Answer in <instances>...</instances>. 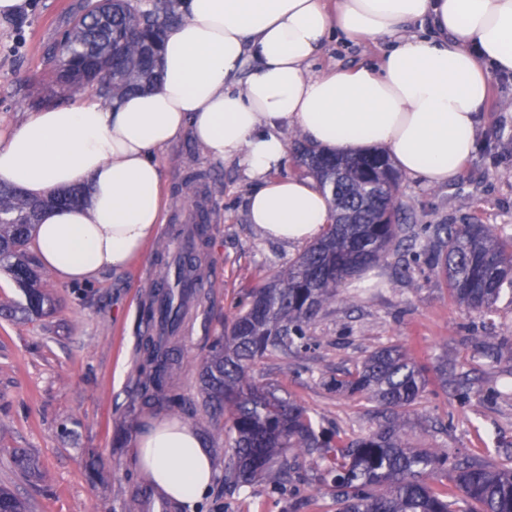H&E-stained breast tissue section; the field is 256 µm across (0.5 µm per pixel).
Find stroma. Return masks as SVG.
<instances>
[{
	"instance_id": "obj_1",
	"label": "stroma",
	"mask_w": 512,
	"mask_h": 512,
	"mask_svg": "<svg viewBox=\"0 0 512 512\" xmlns=\"http://www.w3.org/2000/svg\"><path fill=\"white\" fill-rule=\"evenodd\" d=\"M83 0H30L28 13L0 18V136L35 101L47 96L56 49ZM386 49L379 41L331 42L315 70L374 62ZM164 170L160 224L142 254L120 270L102 272L90 285L69 284L52 274L42 286L55 310L32 319L0 318V486L13 490L29 512H124L143 494L147 473L130 465L132 447L114 448L117 431L136 439L160 417L177 416L209 448L223 470V416L193 415L199 400L196 365L239 302L269 269H286L302 245L266 240L247 218L252 184L237 164L209 161L188 139L161 154ZM399 199L413 224L476 222L512 233V80L496 77L486 102L483 145L453 182L429 186L402 177ZM210 213L207 283L191 301L177 342L183 367L174 389L185 402L133 407L145 335L144 289L162 266V244H175V228L192 223L194 206ZM370 287L346 283L307 328V346L289 360L269 357L253 369L256 381L301 402L316 423L342 441L367 436L378 420L375 403L353 400L323 386L324 378L353 369L389 345L413 349L427 370L428 385L407 418L403 439L418 448L497 456L512 450V366L491 355L512 343V297L481 315L454 303L448 286L424 264L390 259L368 271ZM449 362L468 374L466 391L443 388L438 368ZM26 449L38 470L13 461ZM311 458H299L292 490L271 492L265 483L231 492L216 481L198 512H334L316 487Z\"/></svg>"
}]
</instances>
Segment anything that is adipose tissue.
I'll return each instance as SVG.
<instances>
[{
	"mask_svg": "<svg viewBox=\"0 0 512 512\" xmlns=\"http://www.w3.org/2000/svg\"><path fill=\"white\" fill-rule=\"evenodd\" d=\"M158 88L118 101L47 106L0 138V181L41 199L80 186L81 203L42 212L44 269L88 282L124 267L159 227L160 153L182 139L252 181L248 217L265 238L303 243L331 220L313 179L283 177L285 132L336 154L385 152L429 185L479 149L494 76H512V0H175ZM387 38L375 64L313 71L336 37ZM137 468L195 512L215 467L188 425L137 437Z\"/></svg>",
	"mask_w": 512,
	"mask_h": 512,
	"instance_id": "ef3b65f1",
	"label": "adipose tissue"
}]
</instances>
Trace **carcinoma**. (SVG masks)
I'll return each instance as SVG.
<instances>
[{
	"mask_svg": "<svg viewBox=\"0 0 512 512\" xmlns=\"http://www.w3.org/2000/svg\"><path fill=\"white\" fill-rule=\"evenodd\" d=\"M177 20L170 0L142 8L134 0H86L66 32L71 54L90 64L58 67L52 96L65 97L96 84L119 98L159 82L158 63L166 30ZM297 166L330 196L334 213L347 223L329 224L283 274L264 278L224 334L216 337L200 367V412L224 415V483L241 489L262 481L277 492L288 471L305 455L316 458L319 480L336 512H512V465L494 459L448 457L446 448H411L402 440L407 413L427 385L426 369L412 350L386 346L354 370L324 382L331 391L376 403L382 421L368 436L343 445L316 429L308 409L258 384L252 369L267 356L288 358L305 346L306 329L345 282L390 257L425 260L448 284L454 300L479 314L493 312L512 292V235H496L487 224H424L419 231L400 223L399 172L385 181L376 156L336 157L302 141ZM32 199L0 181V270L23 290L28 316H43L53 300L41 290L31 255L41 212ZM201 250L187 257L183 278H204ZM180 369L169 341L148 336L143 343L137 399L140 408L159 403L179 408L172 380ZM448 483L439 486L437 477ZM0 512H27L24 501L0 487Z\"/></svg>",
	"mask_w": 512,
	"mask_h": 512,
	"instance_id": "carcinoma-1",
	"label": "carcinoma"
}]
</instances>
